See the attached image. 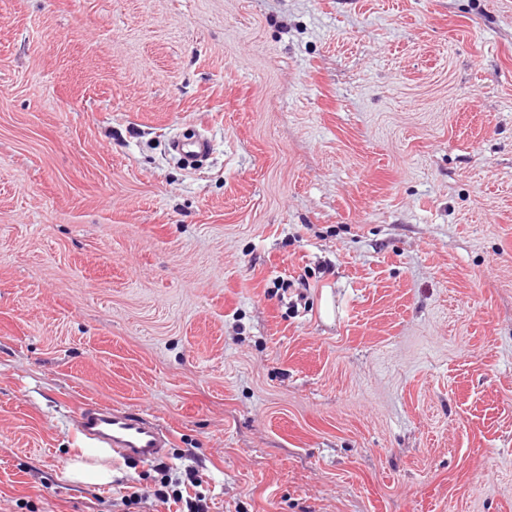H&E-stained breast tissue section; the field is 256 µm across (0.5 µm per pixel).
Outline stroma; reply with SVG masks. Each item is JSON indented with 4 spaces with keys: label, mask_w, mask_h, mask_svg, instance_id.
<instances>
[{
    "label": "stroma",
    "mask_w": 512,
    "mask_h": 512,
    "mask_svg": "<svg viewBox=\"0 0 512 512\" xmlns=\"http://www.w3.org/2000/svg\"><path fill=\"white\" fill-rule=\"evenodd\" d=\"M189 499L512 512V0H0V512ZM210 141L206 138H196L191 141L174 140L172 148L188 159H196L206 155L210 150ZM78 429L92 448L72 449L67 472L90 484L112 482V465L108 463L112 453L94 448H112L137 466L163 458L166 448H171L169 431L135 410L88 403L80 412Z\"/></svg>",
    "instance_id": "obj_1"
}]
</instances>
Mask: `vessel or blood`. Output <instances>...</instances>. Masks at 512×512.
<instances>
[{"label": "vessel or blood", "instance_id": "vessel-or-blood-1", "mask_svg": "<svg viewBox=\"0 0 512 512\" xmlns=\"http://www.w3.org/2000/svg\"><path fill=\"white\" fill-rule=\"evenodd\" d=\"M78 429L92 447L113 449L139 465L163 458L171 445L169 431L151 417L98 403L82 408Z\"/></svg>", "mask_w": 512, "mask_h": 512}]
</instances>
